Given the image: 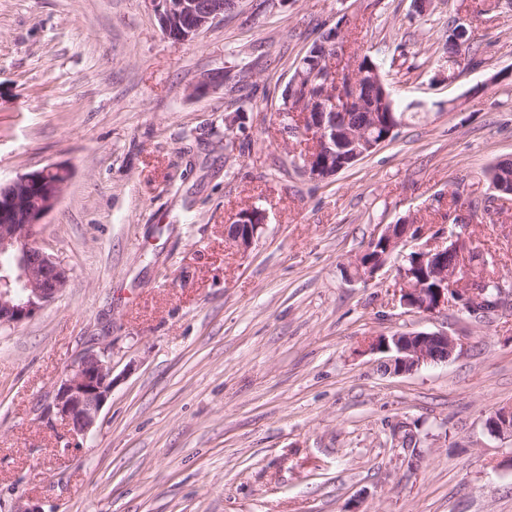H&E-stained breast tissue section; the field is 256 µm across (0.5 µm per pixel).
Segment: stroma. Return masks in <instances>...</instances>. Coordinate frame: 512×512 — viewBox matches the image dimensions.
Returning a JSON list of instances; mask_svg holds the SVG:
<instances>
[{"instance_id":"stroma-1","label":"stroma","mask_w":512,"mask_h":512,"mask_svg":"<svg viewBox=\"0 0 512 512\" xmlns=\"http://www.w3.org/2000/svg\"><path fill=\"white\" fill-rule=\"evenodd\" d=\"M460 3L239 0L177 43L145 0H0V181L68 170L36 240L70 275L0 328V512H512V440L485 428L512 408V296L411 312L400 255L367 283L348 267L383 225L441 229L449 191L491 196L512 159V0L466 14L477 64L449 83ZM333 28L424 115L314 181L279 112ZM251 208L243 251L228 226ZM465 236L512 281L511 201ZM407 331L461 344L401 376L362 346ZM103 346L112 395L74 439L42 412ZM484 176L496 192L495 196L506 195L505 192L512 189V160L494 163L485 171ZM264 223V214L258 209L239 214L236 224H231L229 233L237 245L244 251L248 250L255 239L258 229Z\"/></svg>"}]
</instances>
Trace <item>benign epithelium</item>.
<instances>
[{
  "label": "benign epithelium",
  "instance_id": "benign-epithelium-1",
  "mask_svg": "<svg viewBox=\"0 0 512 512\" xmlns=\"http://www.w3.org/2000/svg\"><path fill=\"white\" fill-rule=\"evenodd\" d=\"M154 10L165 35L177 42L187 41L207 25L227 12L224 0H145ZM342 56L341 39L331 37L330 42L314 47V69L310 75L298 71L291 80L290 88L308 80L307 86L321 87L341 83V68L332 64L323 67L329 54ZM383 86L378 71H355L347 86L340 89L341 100L328 98L327 94H315L302 115L291 113L293 123L283 130L287 137L309 139L328 143V139L341 132L349 138L358 133L347 128L336 129V113L345 112L353 105H360L356 86L362 79ZM332 152L321 160L305 158L303 172L312 180H320L319 172L332 165ZM68 171L49 165L23 173L15 179L0 182V253H9L13 265L0 268V325L17 326L33 317L45 305L54 301L66 288L68 270L54 257L45 252L34 240V231L42 219L58 204ZM264 223V214L252 209L239 215L238 221L230 225L229 233L237 245L248 250L258 229ZM403 232L393 235L394 225L387 224L381 236L373 237L368 247L355 259L358 276L368 282L387 261L399 245L407 239L420 240L424 232L417 224H402ZM386 245V254L377 263L365 262L378 241ZM448 245L431 242L415 248L420 264L430 260L439 263L442 270L437 287L428 288L420 281L411 280L412 273L399 271L400 303L403 307L426 314H436L455 308L460 313L478 316L485 311L487 301L479 297L481 290L476 281L464 276L469 268V251L465 239L453 233L448 236ZM459 342L446 332L397 333L389 339L373 338L367 349L383 350L389 357L383 361V370L394 374H410L420 367L446 362L453 356ZM112 361L108 349L100 352L87 351L75 359L56 382L53 401L45 408L47 421L64 428L72 437H86L96 425L100 413L112 395ZM487 431L497 437L512 438V409H500L485 421Z\"/></svg>",
  "mask_w": 512,
  "mask_h": 512
}]
</instances>
